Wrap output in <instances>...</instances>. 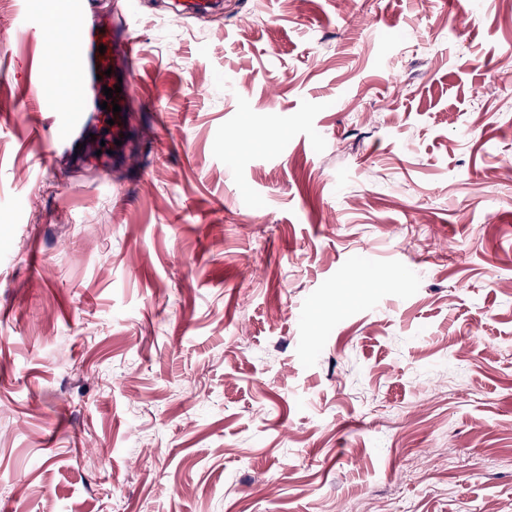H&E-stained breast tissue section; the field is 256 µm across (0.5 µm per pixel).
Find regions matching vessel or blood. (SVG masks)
Segmentation results:
<instances>
[{
	"instance_id": "b4317fda",
	"label": "vessel or blood",
	"mask_w": 512,
	"mask_h": 512,
	"mask_svg": "<svg viewBox=\"0 0 512 512\" xmlns=\"http://www.w3.org/2000/svg\"><path fill=\"white\" fill-rule=\"evenodd\" d=\"M88 8V0H75V33L72 38L61 41L59 48L82 56L79 96L85 108L96 109L98 121L109 123L111 132L115 133L119 127L112 122L113 111L101 107L103 90L107 87L114 89L113 101L119 105L134 97L138 89L136 42L126 27L112 21L101 24L95 31H86L81 18Z\"/></svg>"
}]
</instances>
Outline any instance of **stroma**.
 Instances as JSON below:
<instances>
[{
    "label": "stroma",
    "instance_id": "35a3bbf8",
    "mask_svg": "<svg viewBox=\"0 0 512 512\" xmlns=\"http://www.w3.org/2000/svg\"><path fill=\"white\" fill-rule=\"evenodd\" d=\"M73 3L0 0V512H512L503 0H137L105 162Z\"/></svg>",
    "mask_w": 512,
    "mask_h": 512
}]
</instances>
